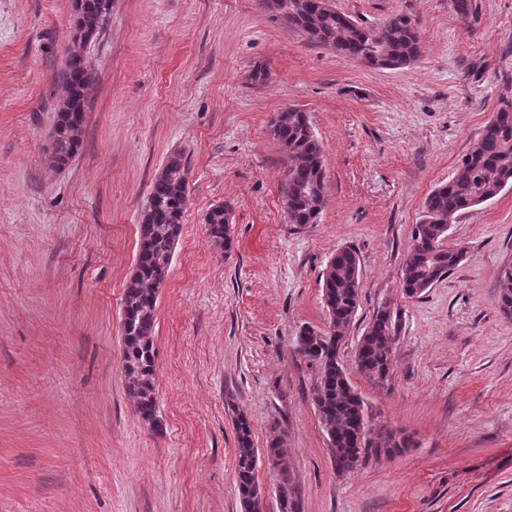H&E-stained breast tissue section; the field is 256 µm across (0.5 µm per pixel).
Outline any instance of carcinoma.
I'll list each match as a JSON object with an SVG mask.
<instances>
[{
    "label": "carcinoma",
    "mask_w": 512,
    "mask_h": 512,
    "mask_svg": "<svg viewBox=\"0 0 512 512\" xmlns=\"http://www.w3.org/2000/svg\"><path fill=\"white\" fill-rule=\"evenodd\" d=\"M260 5L270 13L288 18L309 42L374 69L401 68L421 54L419 33L405 13H394L381 25L368 28L326 5V0H260ZM111 11L112 0H73L71 44L60 74L62 96L48 145L57 167L66 166L82 146L85 103L94 82L86 47ZM270 127L287 158L281 190L288 208V223L314 224L326 203L322 146L307 114L297 108L277 112ZM187 174L182 156L174 155L151 183L138 229L134 270L126 283L122 305L129 325L121 340L125 390L140 418L154 430L163 425L155 380V313L160 288L183 230ZM509 184L512 102L503 100L480 136L459 159L454 175L425 199L423 220L413 229L401 268L400 286L406 298L420 297L459 265L463 250L448 246L451 224L495 198ZM227 212V206L219 205L204 218L208 237L214 245L224 248L229 247L232 232ZM360 280L357 251L337 250L322 273V302L328 327L324 330L304 326L294 341L297 355L317 369L313 402L336 467L342 472L354 470L372 456L400 455L414 445L401 432L370 424L366 404L339 356L345 334L356 324ZM497 305L503 315L512 317V267L501 273ZM397 336V314L387 305L378 308L357 340L354 370L376 386L388 385L393 375ZM234 429L236 487L242 512H263L264 491L256 480L262 455L279 466V512H300L299 492L283 465L281 438L272 436L260 452L254 448L253 430L244 415H236Z\"/></svg>",
    "instance_id": "obj_1"
}]
</instances>
